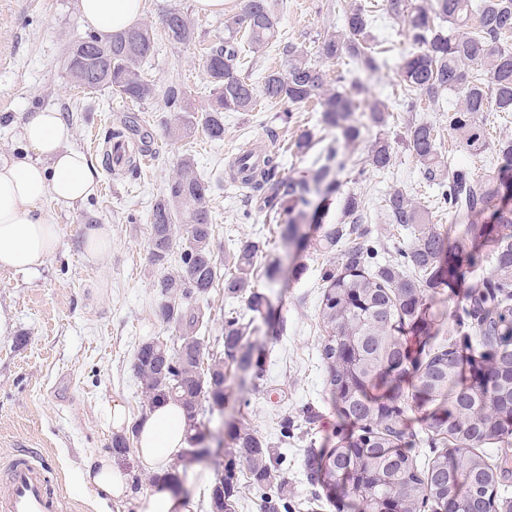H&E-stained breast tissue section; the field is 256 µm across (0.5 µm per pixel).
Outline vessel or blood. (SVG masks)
Here are the masks:
<instances>
[{
	"label": "vessel or blood",
	"mask_w": 512,
	"mask_h": 512,
	"mask_svg": "<svg viewBox=\"0 0 512 512\" xmlns=\"http://www.w3.org/2000/svg\"><path fill=\"white\" fill-rule=\"evenodd\" d=\"M0 512H70L66 498L49 485L41 449L21 448L0 465Z\"/></svg>",
	"instance_id": "1"
}]
</instances>
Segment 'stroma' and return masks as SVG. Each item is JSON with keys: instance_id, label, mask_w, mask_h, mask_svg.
I'll use <instances>...</instances> for the list:
<instances>
[{"instance_id": "35a3bbf8", "label": "stroma", "mask_w": 512, "mask_h": 512, "mask_svg": "<svg viewBox=\"0 0 512 512\" xmlns=\"http://www.w3.org/2000/svg\"><path fill=\"white\" fill-rule=\"evenodd\" d=\"M332 0H276L280 37L316 48L317 35L335 24ZM245 0H225L224 11H198L194 0H145L143 22L155 33V55L143 65L147 79L161 90L175 89L178 100L206 105L210 84L203 60L217 36L224 33L226 15L241 12ZM179 9L194 21L195 40L184 46L168 40L163 19ZM381 46L391 66L365 77L369 95L391 94L394 68L410 42L405 30L387 13L376 17ZM78 0H0V159L28 155L16 122L22 113L49 108L61 112L73 130L71 144L96 169L99 191L73 205L46 202L54 223L61 227L60 246L37 270L15 273L0 270V312L13 324L0 336V462L26 443L43 449L52 467V486L70 499L73 512H138V500L152 488L150 472L135 452L117 456L121 470L132 480V492L113 501L86 489L80 481L85 460L112 448L109 425L113 403L125 409L124 435H132L149 411L134 370L137 348L149 337L171 338L172 331L157 315L153 288L161 274L149 260L150 212L184 157L194 158L205 178L213 181L215 221L213 245L222 268H230L241 240L266 242L268 256H276L281 272L263 288L272 319L281 329L260 328L251 334L253 352L263 366L262 379L252 372L228 367L224 426L249 427L284 457L281 477L286 491L279 500L287 512H337L336 500L311 483L309 472L316 455L329 452L338 438L350 432L342 423L324 387L320 348V275L327 255L279 246L272 223L251 209L247 192L231 182L225 171L247 144L273 140L283 149L284 176H302L312 167V156L295 154L291 146L302 131L326 137L315 103L294 112L290 123L280 120V107L260 112H230L224 118V138L210 140L204 133L179 141L168 138L163 99L133 102L109 90L85 91L60 70L65 44L84 35ZM134 122L146 138L148 164L135 173L111 172L105 166L112 149L110 131ZM367 142L344 147L345 167L339 171V195L333 196L327 215L336 221L343 194L364 198L370 208L371 237L393 248L402 243L382 209L392 182L408 186L415 198L426 201L418 169L405 149H398L391 175H358ZM112 228V247L99 258L84 252L85 225ZM259 257V265L267 258ZM304 265L296 273V265ZM466 290L441 288L427 295L438 317L437 340L453 336ZM205 311L203 336H220L227 313H245L242 300L227 297L223 285L212 288L201 303ZM405 413L402 429L406 446L417 461L434 454L424 442L427 410L409 399L410 381H403ZM219 458L178 462L174 469L177 495L195 496L197 512H209V493Z\"/></svg>"}]
</instances>
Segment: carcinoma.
I'll use <instances>...</instances> for the list:
<instances>
[{"mask_svg":"<svg viewBox=\"0 0 512 512\" xmlns=\"http://www.w3.org/2000/svg\"><path fill=\"white\" fill-rule=\"evenodd\" d=\"M370 0H336L332 8L341 24L318 38L321 58L353 62L348 72L327 74L303 45L276 42L277 22L269 0H247L239 14L224 18V36L210 47L203 69L211 84L208 105L169 111L165 127L176 139L201 130L213 140L224 138V113L255 112L262 104L291 108L318 98L321 124L334 138L323 145L309 174L285 178L279 154L270 151L263 167L238 180L255 200L257 210L280 224L279 240L301 246L299 226L323 221L327 206L308 213L311 197L326 202L339 190L336 162L339 144H354L366 124L387 128L399 113L448 111V132L472 154L490 145L482 112L512 113V48L503 41L512 33V0H386L385 10L406 30L414 49L402 56L395 98L368 97L358 78L388 66L372 32ZM170 41L189 45L195 39L190 16L179 9L163 20ZM276 49L286 56L280 70L268 72L257 85L241 72V53L262 57ZM155 50L154 32L145 23L103 40L87 34L69 42L61 58L66 76L90 91L108 88L125 100L159 96L142 65ZM460 102L443 107L445 95ZM402 145L409 151L422 181L432 191L425 205L407 187L396 184L383 198L389 223L405 232L398 258L381 261L379 250L363 242L368 234L365 202L345 196L342 216L322 227L313 249L330 253L349 241L341 262H331L321 275L320 319L326 335L322 358L326 390L339 417L359 428L341 438L336 448L314 463L322 488L345 489L342 508L351 512H512L506 477L508 459L494 462L482 446L509 444L512 439V208L493 205L504 192L512 194V136L500 137L494 150L499 164L477 175L452 165L441 151L443 128L425 121L404 122ZM397 141L381 134L370 144L359 174L384 173L397 158ZM212 184L191 158L180 161L151 210L149 254L163 268L153 287L158 317L175 332L170 343L153 337L142 341L134 367L149 407L159 401L180 404L187 417L183 458L201 461L212 438L215 416L224 413L226 364L254 370L260 360L246 337L253 322L265 315L266 297L257 290L255 267L260 244L241 242L231 270L224 273V291L246 302L249 319L228 316L218 341L220 351L206 355L198 336L203 315L198 303L219 280L212 244ZM449 213L460 224L454 247L447 246L435 214ZM179 265L165 267L174 249ZM470 284L459 326L463 339L430 344L435 317L423 292L427 288ZM424 338L420 357L412 359L408 337ZM412 374V399L430 410L427 442L436 454L420 468L402 451L404 408L400 379ZM232 443L210 492V512L234 508L242 478L256 488H272L280 467L279 454L251 429L228 432Z\"/></svg>","mask_w":512,"mask_h":512,"instance_id":"cac0c4a2","label":"carcinoma"}]
</instances>
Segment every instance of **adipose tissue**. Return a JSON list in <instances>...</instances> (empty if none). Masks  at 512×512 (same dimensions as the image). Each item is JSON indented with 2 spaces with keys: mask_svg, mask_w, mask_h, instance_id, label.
I'll return each mask as SVG.
<instances>
[{
  "mask_svg": "<svg viewBox=\"0 0 512 512\" xmlns=\"http://www.w3.org/2000/svg\"><path fill=\"white\" fill-rule=\"evenodd\" d=\"M80 9L86 26L107 38L140 20L144 0H80ZM18 129L30 157L0 162V269L13 272L45 265L59 246L60 227L50 219L45 200L82 201L94 193L97 176L87 157L70 147L72 129L60 113H26ZM185 429L178 404L153 408L138 426L135 451L141 464L159 472L180 460ZM83 479L113 499L130 492L126 475L105 452L89 460Z\"/></svg>",
  "mask_w": 512,
  "mask_h": 512,
  "instance_id": "adipose-tissue-1",
  "label": "adipose tissue"
}]
</instances>
